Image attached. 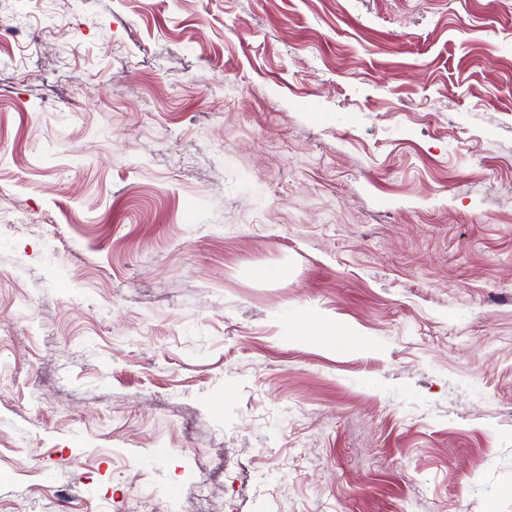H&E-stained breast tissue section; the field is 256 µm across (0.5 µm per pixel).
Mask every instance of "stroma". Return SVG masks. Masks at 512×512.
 <instances>
[{"instance_id":"35a3bbf8","label":"stroma","mask_w":512,"mask_h":512,"mask_svg":"<svg viewBox=\"0 0 512 512\" xmlns=\"http://www.w3.org/2000/svg\"><path fill=\"white\" fill-rule=\"evenodd\" d=\"M0 512H512V0H11Z\"/></svg>"}]
</instances>
